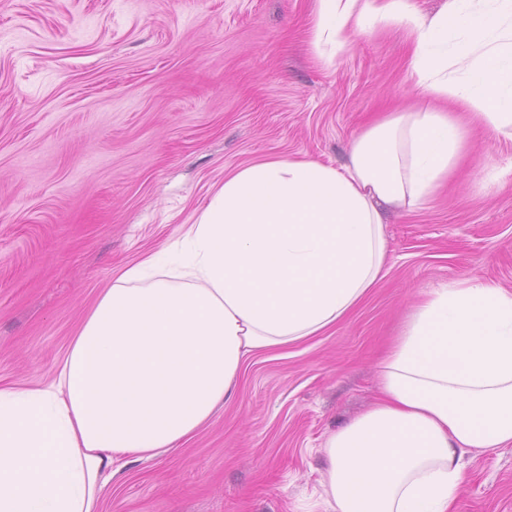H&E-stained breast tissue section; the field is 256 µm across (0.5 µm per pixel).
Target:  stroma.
I'll return each mask as SVG.
<instances>
[{
	"instance_id": "35a3bbf8",
	"label": "stroma",
	"mask_w": 512,
	"mask_h": 512,
	"mask_svg": "<svg viewBox=\"0 0 512 512\" xmlns=\"http://www.w3.org/2000/svg\"><path fill=\"white\" fill-rule=\"evenodd\" d=\"M313 0H0V380L37 383L95 298L179 237L242 163L345 161L417 97L402 34L309 43ZM447 191L383 226V280L331 331L249 355L190 440L131 464L100 512H327L328 435L374 403L416 303L460 281L512 290V141L467 132ZM460 512H512V446L468 456Z\"/></svg>"
}]
</instances>
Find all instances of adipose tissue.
Segmentation results:
<instances>
[{
	"mask_svg": "<svg viewBox=\"0 0 512 512\" xmlns=\"http://www.w3.org/2000/svg\"><path fill=\"white\" fill-rule=\"evenodd\" d=\"M400 28L419 104L346 161L243 163L175 241L127 265L54 376L0 381V512H98L131 463L179 447L230 399L245 357L332 330L383 278L388 209L455 175L459 113L512 140V0H314L316 57ZM374 405L325 442L331 512H459L475 448L512 445V291L459 282L419 302Z\"/></svg>",
	"mask_w": 512,
	"mask_h": 512,
	"instance_id": "1",
	"label": "adipose tissue"
}]
</instances>
